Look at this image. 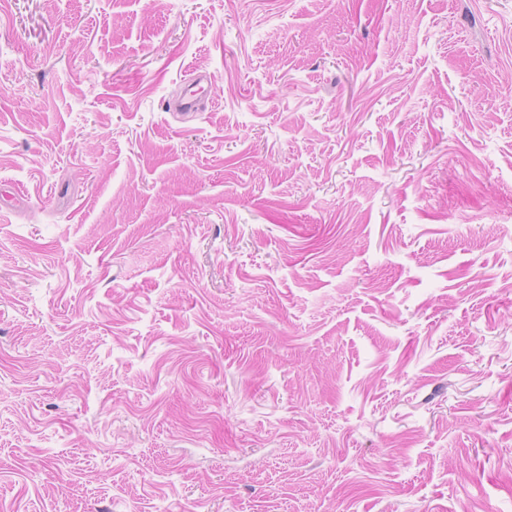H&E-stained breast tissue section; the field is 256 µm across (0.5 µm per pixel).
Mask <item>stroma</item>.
<instances>
[{
	"label": "stroma",
	"mask_w": 512,
	"mask_h": 512,
	"mask_svg": "<svg viewBox=\"0 0 512 512\" xmlns=\"http://www.w3.org/2000/svg\"><path fill=\"white\" fill-rule=\"evenodd\" d=\"M0 512H512V0H0Z\"/></svg>",
	"instance_id": "35a3bbf8"
}]
</instances>
